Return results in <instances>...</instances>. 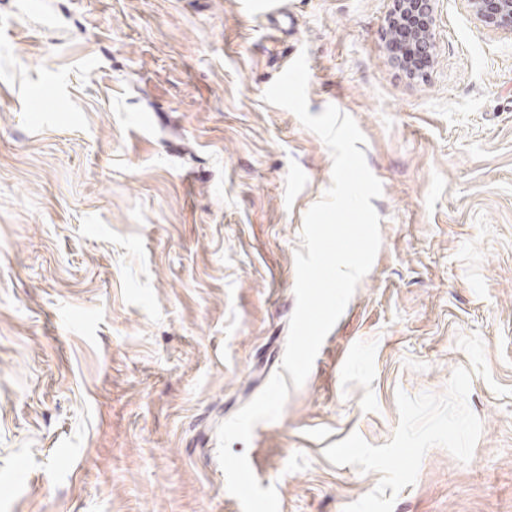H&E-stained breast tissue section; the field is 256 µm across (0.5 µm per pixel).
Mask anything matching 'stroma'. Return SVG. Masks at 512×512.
<instances>
[{"instance_id":"obj_1","label":"stroma","mask_w":512,"mask_h":512,"mask_svg":"<svg viewBox=\"0 0 512 512\" xmlns=\"http://www.w3.org/2000/svg\"><path fill=\"white\" fill-rule=\"evenodd\" d=\"M0 0V512H512V32L437 0ZM381 247L282 368L332 156ZM436 0H393L387 19V37L392 62L408 70L409 78L420 76V59L432 60L437 43L433 34Z\"/></svg>"}]
</instances>
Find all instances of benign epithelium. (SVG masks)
I'll list each match as a JSON object with an SVG mask.
<instances>
[{
	"label": "benign epithelium",
	"instance_id": "benign-epithelium-1",
	"mask_svg": "<svg viewBox=\"0 0 512 512\" xmlns=\"http://www.w3.org/2000/svg\"><path fill=\"white\" fill-rule=\"evenodd\" d=\"M436 0H393L387 19V37L392 62L408 70L409 78L420 76L421 59H432L437 51L433 34ZM474 16L486 27H512V0H469Z\"/></svg>",
	"mask_w": 512,
	"mask_h": 512
}]
</instances>
